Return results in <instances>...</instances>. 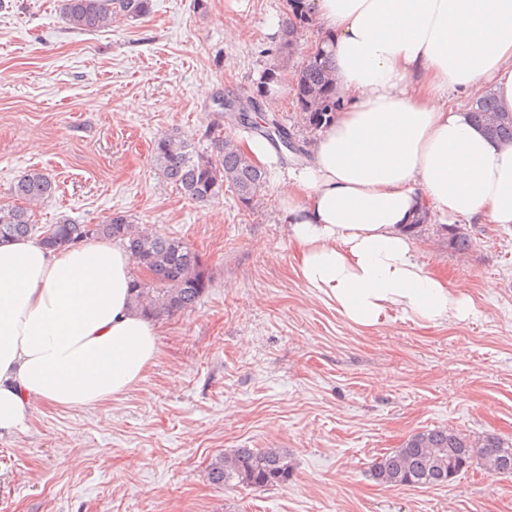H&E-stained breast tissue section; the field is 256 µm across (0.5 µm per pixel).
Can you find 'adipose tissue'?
I'll list each match as a JSON object with an SVG mask.
<instances>
[{
  "instance_id": "adipose-tissue-1",
  "label": "adipose tissue",
  "mask_w": 512,
  "mask_h": 512,
  "mask_svg": "<svg viewBox=\"0 0 512 512\" xmlns=\"http://www.w3.org/2000/svg\"><path fill=\"white\" fill-rule=\"evenodd\" d=\"M311 5L346 106L303 166L275 173L298 274L361 327L467 321L472 299L420 264L406 226L423 209L512 229V143L464 102L491 89L512 112V0ZM131 267L106 241L0 244V433L33 402L99 405L139 382L159 341L131 301Z\"/></svg>"
}]
</instances>
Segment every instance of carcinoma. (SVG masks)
I'll list each match as a JSON object with an SVG mask.
<instances>
[{
    "instance_id": "cac0c4a2",
    "label": "carcinoma",
    "mask_w": 512,
    "mask_h": 512,
    "mask_svg": "<svg viewBox=\"0 0 512 512\" xmlns=\"http://www.w3.org/2000/svg\"><path fill=\"white\" fill-rule=\"evenodd\" d=\"M289 16L283 29L281 50H294L299 31L312 21L310 0H288ZM150 10V0H61V11L74 29L92 31L112 25L123 16L138 19ZM295 96L304 120L319 130L332 123L341 106L331 74V62L324 49L306 58L294 74ZM471 119L491 137L512 142V112L500 109L493 91L486 90L471 102ZM274 144L281 143L296 152L300 146L288 130L277 126V134L257 128ZM212 153L196 150L194 142L181 134L157 138L153 161L165 180L186 198L208 203L236 194L239 202L251 208L267 182L266 170L249 158L240 144L220 126L205 132ZM55 193V184L44 172L33 169L11 189V196L24 205L0 202V242L38 236L46 249L60 250L78 241L112 240L121 243L135 264L146 270L150 280H132V301L146 317L160 318L196 306L210 287V277L199 255L182 239L147 232L123 214L104 224H78L62 218L55 224L37 227L31 205ZM448 248L463 253L472 246L470 236L455 224L442 225ZM480 460L493 473L512 464V443L497 435L471 437L451 429H428L412 434L390 452L383 453L371 466L373 479L386 486H443L448 469L467 471ZM293 465L288 453L278 448H234L214 456L208 465V478L216 487L245 486L256 489L288 484Z\"/></svg>"
}]
</instances>
